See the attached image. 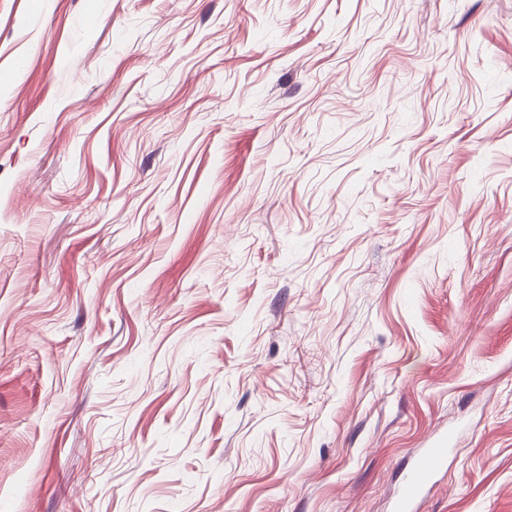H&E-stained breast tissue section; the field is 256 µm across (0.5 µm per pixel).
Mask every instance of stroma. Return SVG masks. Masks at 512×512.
I'll use <instances>...</instances> for the list:
<instances>
[{
  "label": "stroma",
  "mask_w": 512,
  "mask_h": 512,
  "mask_svg": "<svg viewBox=\"0 0 512 512\" xmlns=\"http://www.w3.org/2000/svg\"><path fill=\"white\" fill-rule=\"evenodd\" d=\"M512 512V0H0V512ZM448 440L427 448L406 474L393 504L394 512H413L416 502L426 493L434 476L448 461Z\"/></svg>",
  "instance_id": "stroma-1"
}]
</instances>
